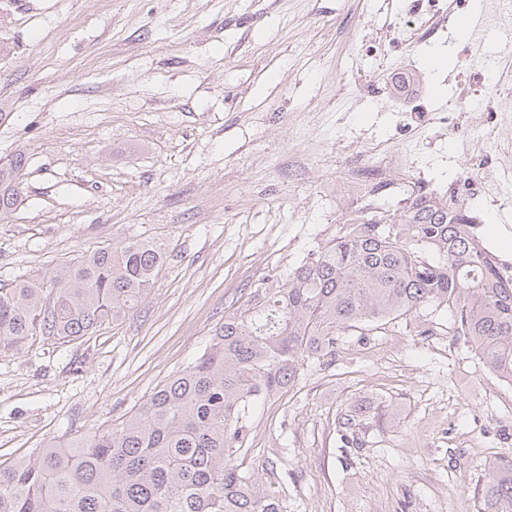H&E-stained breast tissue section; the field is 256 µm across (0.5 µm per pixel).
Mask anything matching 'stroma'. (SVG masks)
<instances>
[{
  "label": "stroma",
  "mask_w": 512,
  "mask_h": 512,
  "mask_svg": "<svg viewBox=\"0 0 512 512\" xmlns=\"http://www.w3.org/2000/svg\"><path fill=\"white\" fill-rule=\"evenodd\" d=\"M410 0H0V159L24 152L0 213V284L49 274L134 237L168 248L148 299L70 342L0 353V462L112 426L202 354L227 312L360 213L448 194L468 143L394 106L392 75L421 74L428 106L499 55L457 26L399 42ZM443 61L427 68L426 56ZM381 145L406 167L342 209L341 177ZM476 234L512 258V206L464 203ZM426 335H419V325ZM395 405L340 453L336 414ZM512 452V385L454 336L447 311L347 336L331 366L252 412L238 462L283 512H483L485 463Z\"/></svg>",
  "instance_id": "obj_1"
}]
</instances>
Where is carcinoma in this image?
Wrapping results in <instances>:
<instances>
[{
    "mask_svg": "<svg viewBox=\"0 0 512 512\" xmlns=\"http://www.w3.org/2000/svg\"><path fill=\"white\" fill-rule=\"evenodd\" d=\"M25 154L0 163V211L17 202ZM465 210L425 194L401 211L361 214L288 273L269 275L225 314L203 353L111 427L0 463V512H281L275 491L241 469L250 409L294 388L336 354L339 337L372 336L444 308L454 335L512 385V283L476 247ZM153 238L83 254L49 278L0 285V351L39 333L77 339L123 321L167 260ZM371 407L336 418L347 448L365 445ZM483 512H512V455L487 464Z\"/></svg>",
    "mask_w": 512,
    "mask_h": 512,
    "instance_id": "cac0c4a2",
    "label": "carcinoma"
}]
</instances>
